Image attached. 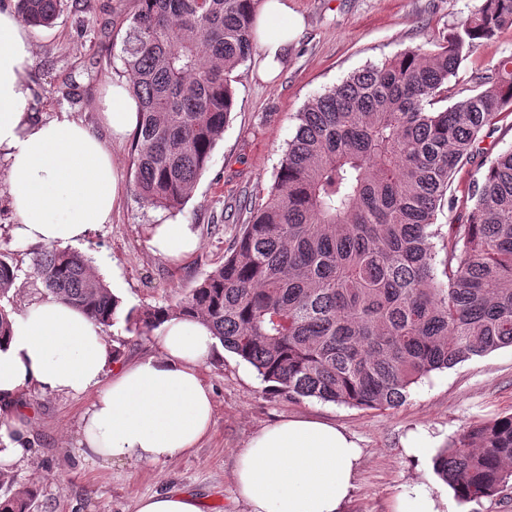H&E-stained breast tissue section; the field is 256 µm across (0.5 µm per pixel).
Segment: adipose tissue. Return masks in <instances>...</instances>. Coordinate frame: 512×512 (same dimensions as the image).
<instances>
[{"instance_id": "1", "label": "adipose tissue", "mask_w": 512, "mask_h": 512, "mask_svg": "<svg viewBox=\"0 0 512 512\" xmlns=\"http://www.w3.org/2000/svg\"><path fill=\"white\" fill-rule=\"evenodd\" d=\"M259 69L274 79L304 27L290 0H261L256 16ZM32 37L17 14L0 8V155L8 163L5 190L21 243L75 244L110 223L121 191L112 154L82 122L61 114L38 118ZM113 139L138 127L139 103L116 80L99 102ZM152 253L171 259L194 252L190 225L153 224ZM156 355L116 360L101 325L55 297L12 316L0 338V463L31 453L32 437L14 409L30 389L89 395L78 452L92 463H157L198 448L215 415L211 386L201 373L218 341L201 320L173 316L156 329ZM362 451L331 422L298 417L254 435L239 455L234 478L248 512H344Z\"/></svg>"}]
</instances>
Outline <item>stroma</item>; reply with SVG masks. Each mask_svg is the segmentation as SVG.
<instances>
[{
  "label": "stroma",
  "instance_id": "35a3bbf8",
  "mask_svg": "<svg viewBox=\"0 0 512 512\" xmlns=\"http://www.w3.org/2000/svg\"><path fill=\"white\" fill-rule=\"evenodd\" d=\"M305 28L283 59L277 77L261 78L258 59L234 72L235 106L208 169L181 210L170 212L139 202L133 192L132 142H109L122 194L112 221L99 225L77 251L117 295L123 307L172 306L224 254L241 224L244 202L265 201L282 154L296 132V115L313 98L340 84L351 72L408 49L434 48L448 32L478 10L483 0H295ZM136 0H67L50 27L31 30L36 89L33 110L50 120L68 112L103 133L99 100L126 70L122 38ZM512 54V28L480 43L459 70V81ZM484 154L462 164L450 188L463 195L491 159L512 148V113L503 114L485 141ZM7 164L0 158V254L19 276L7 305L23 313L48 293L32 269L37 248L15 241V216L5 195ZM188 224L200 246L175 262L153 254L146 228ZM211 385L215 419L195 450L152 464H92L78 454L81 416L90 398L37 390L19 402L20 420L33 437L32 454L1 469L10 492L36 489L34 512H134L138 498L177 487L198 498L203 512H246L233 478L238 454L262 427L288 417L313 416L353 434L363 450L355 489L345 512H394L398 495L425 483L440 486L431 457L409 456L405 444L426 435L443 448L467 427L512 413V347H503L454 368L436 371L413 386L393 410L338 405L311 398L275 395L255 369L235 354L217 349L203 365Z\"/></svg>",
  "mask_w": 512,
  "mask_h": 512
}]
</instances>
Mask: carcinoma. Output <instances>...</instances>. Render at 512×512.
Instances as JSON below:
<instances>
[{
    "mask_svg": "<svg viewBox=\"0 0 512 512\" xmlns=\"http://www.w3.org/2000/svg\"><path fill=\"white\" fill-rule=\"evenodd\" d=\"M137 2L123 39L140 106L134 191L174 212L233 110L232 74L253 54L258 0ZM15 8L49 26L64 0ZM504 28L512 0H484L437 49L367 66L309 102L224 263L173 308L129 309L125 331L196 316L270 391L372 409L397 408L432 372L512 346V149L468 187L465 223L445 236L435 223L441 206L458 205L448 186L460 164L512 112V56L473 75L453 105L436 104L473 49ZM33 267L50 295L104 327L118 322L121 300L80 252L46 247ZM17 272L0 255V300ZM433 468L463 501L496 496L512 478V414L470 426ZM33 499L14 493L0 512H30Z\"/></svg>",
    "mask_w": 512,
    "mask_h": 512,
    "instance_id": "1",
    "label": "carcinoma"
}]
</instances>
